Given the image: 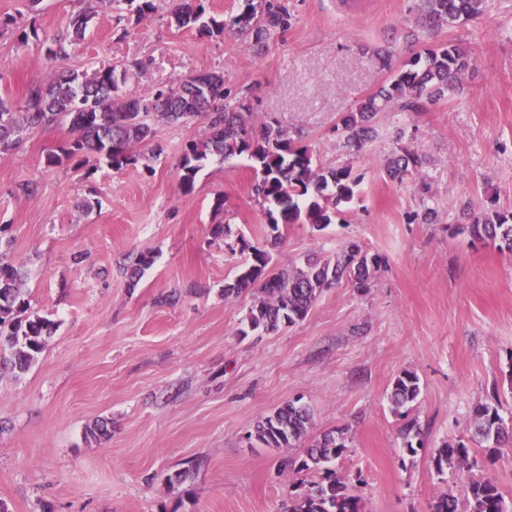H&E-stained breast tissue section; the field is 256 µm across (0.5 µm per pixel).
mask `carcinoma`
<instances>
[{"mask_svg": "<svg viewBox=\"0 0 512 512\" xmlns=\"http://www.w3.org/2000/svg\"><path fill=\"white\" fill-rule=\"evenodd\" d=\"M415 2L424 21L435 29L464 25L478 18L486 11L488 0ZM173 17L179 28L196 27L218 36L230 29L253 37L256 43L271 31L288 26V12L273 0H242L238 13L227 20L206 15L201 0H181ZM92 18L91 11L74 17L73 41L85 38ZM473 65L466 49L453 41L412 57L379 90L354 110L342 114L338 130L343 148L348 152L359 150L373 140L377 130L372 120L380 112L393 107L416 112L424 98L430 102L447 98L459 89L465 72ZM208 75V93L183 81L175 88L158 91L148 100L118 102L114 93L119 78L113 68L90 74L54 70L45 81L27 87L20 106L0 96V152L13 149L36 127L66 123L73 138L61 149L63 156H103L119 170L163 153L158 143L148 153L138 150L154 139L152 121L187 124L202 118L206 124L204 136L189 142L181 164L180 180L185 189L193 188L200 162L209 158L224 162L244 156L254 163L252 192L272 231H278L281 224H310L322 230L334 223L343 214L341 206L357 194L359 176L353 173L351 162L344 161L328 170L320 168L302 135L293 136L275 122L256 121L242 104H224V75L217 71ZM60 156L48 155L47 164L60 162ZM420 166L417 154L399 147L392 152L386 172L401 182ZM469 220L473 237L512 251V210L488 207L469 215ZM268 264L267 253L253 249L251 262L224 285V297H237L258 287L263 300L249 310L248 324L254 330L274 332L304 319L326 288L343 281L360 291L370 288L382 257L363 252L360 244L352 241L333 261L311 255L304 258L302 266L275 273L267 270ZM24 281L22 270L0 257V376L19 378L27 373L44 350L53 328L48 318L27 314ZM420 393L419 377L406 371L394 379L388 394L391 411L404 418L403 448L412 456L418 453L413 439L419 436V427L409 413ZM500 406L497 400L478 407L471 426L474 441L494 450L512 443V426L499 413ZM311 425L309 407L298 400L288 401L258 421L248 439L265 448H294L305 443ZM348 444L347 430L336 429L307 445L304 458L299 461L300 469L315 470L319 479L309 483L304 492L289 495L283 512H362L360 498L335 469L336 460L348 451ZM470 453L471 448L460 442L436 450L438 471L449 466L465 472L462 479L467 494L462 501L442 495L433 504V512H509L497 484L490 477L473 472Z\"/></svg>", "mask_w": 512, "mask_h": 512, "instance_id": "1", "label": "carcinoma"}]
</instances>
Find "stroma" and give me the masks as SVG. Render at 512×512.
I'll return each instance as SVG.
<instances>
[{
    "label": "stroma",
    "instance_id": "obj_1",
    "mask_svg": "<svg viewBox=\"0 0 512 512\" xmlns=\"http://www.w3.org/2000/svg\"><path fill=\"white\" fill-rule=\"evenodd\" d=\"M154 2L138 22L127 5L99 0H0V19H15L0 27V95L22 103L27 85L60 65L115 68L122 101L216 70L229 102L303 131L322 167L351 160L359 194L324 230L271 232L251 161H206L184 190L180 160L200 120L154 123L163 154L118 171L103 158L48 164L70 139L64 124L0 152V240L26 273L30 312L55 324L25 375L0 378V501L9 512H281L315 475L293 466L299 449L253 448L247 437L294 399L312 411L310 438L347 429L336 469L363 512H429L442 494L463 497L458 471H437L436 449L469 442L475 409L493 398L512 415V252L472 239L465 218L491 202L512 210V0H488L483 15L433 40L413 0H356L352 11L340 0H282L287 28L258 45L177 28L178 0ZM90 6L85 39L64 62L48 58L43 37H68ZM33 26L38 38H23ZM449 40L475 60L461 93L379 114L375 139L347 155L340 116L416 52ZM385 47L387 69L376 56ZM400 146L422 166L398 182L384 167ZM218 224L229 235L214 236ZM352 240L386 259L371 287L324 289L294 325L249 330L258 291L224 296L253 249L279 269L310 253L335 258ZM141 253L154 262L134 284L119 267ZM406 370L422 386L411 416L424 448L414 456L388 402ZM101 421L108 436H91ZM182 470L187 480L171 489Z\"/></svg>",
    "mask_w": 512,
    "mask_h": 512
}]
</instances>
